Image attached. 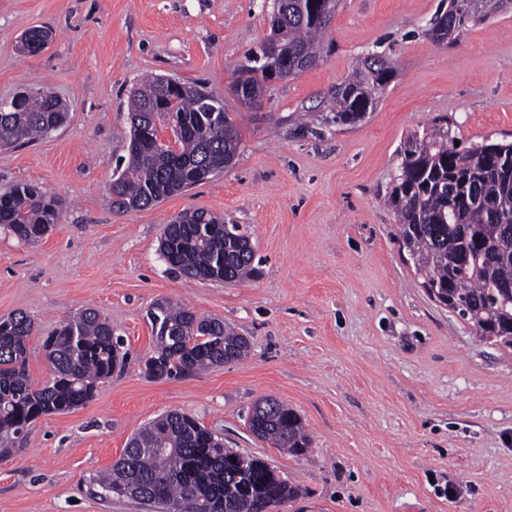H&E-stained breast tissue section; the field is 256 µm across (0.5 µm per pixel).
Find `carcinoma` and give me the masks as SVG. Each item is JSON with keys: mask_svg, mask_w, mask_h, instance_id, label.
I'll return each mask as SVG.
<instances>
[{"mask_svg": "<svg viewBox=\"0 0 512 512\" xmlns=\"http://www.w3.org/2000/svg\"><path fill=\"white\" fill-rule=\"evenodd\" d=\"M427 36L436 44L458 40L469 25L486 19L466 10L464 0H442ZM288 6V23L271 31L288 55L286 76L319 64L328 13L339 0H273ZM390 69L361 58L350 78L331 93V121L351 125L373 110ZM267 85L258 67L243 66L234 93L261 101ZM127 159L110 184L112 207L148 208L229 168L237 155V123L223 103H206L188 90L165 99L161 77L130 92ZM174 118L178 149L158 144L157 134ZM67 113L45 90L27 91L19 104L0 107V147L44 136L63 125ZM444 127L412 136L400 153L387 203L396 214L414 266L430 284L467 304L469 323L481 339L512 348V143L460 147ZM62 202L37 186L16 184L0 193V224L26 243L39 241L55 224ZM160 253L189 279L237 282L255 273L250 238L224 218L184 212L164 226ZM155 349L145 373L179 378L244 359L248 339L224 322L196 315L168 301L147 311ZM33 321L22 311L0 318V457L19 451L31 424L42 415L70 411L93 397L98 383L112 377L124 357L112 324L86 309L54 330L43 343L54 372L34 388L27 374V338ZM273 415L257 437L293 456L310 446L301 417L271 397ZM107 494L125 496L159 512H261L266 505L298 495L265 461L224 447L197 418L185 412L162 414L132 436L112 469L97 478Z\"/></svg>", "mask_w": 512, "mask_h": 512, "instance_id": "obj_1", "label": "carcinoma"}]
</instances>
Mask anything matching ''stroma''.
Masks as SVG:
<instances>
[{
    "mask_svg": "<svg viewBox=\"0 0 512 512\" xmlns=\"http://www.w3.org/2000/svg\"><path fill=\"white\" fill-rule=\"evenodd\" d=\"M271 3L0 0V100L43 89L69 109L61 128L0 149V192L32 183L64 203L38 242L0 227V317L33 319L37 387L52 375L48 332L84 309L110 320L126 354L90 401L41 416L24 450L0 459V512H147L101 497L94 479L170 411L297 487L279 512H512V348L430 299L386 203L413 133L445 124L464 146L512 141V0L447 45L426 36L440 0H341L320 64L248 111L231 85L270 33ZM33 27L54 39L20 55ZM371 53L395 68L375 108L353 125L329 122L331 90ZM147 75L223 100L240 146L224 174L122 212L109 185L127 153L129 92ZM195 210L247 232L255 277L190 281L169 269L163 228ZM161 300L234 326L249 357L148 378L147 311ZM269 394L304 421L305 455L249 433L250 407Z\"/></svg>",
    "mask_w": 512,
    "mask_h": 512,
    "instance_id": "obj_1",
    "label": "stroma"
}]
</instances>
